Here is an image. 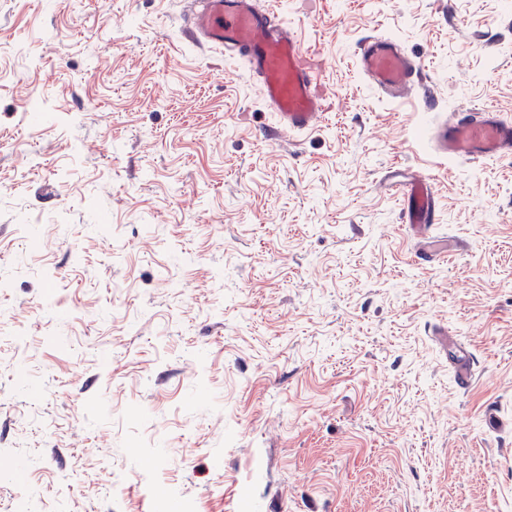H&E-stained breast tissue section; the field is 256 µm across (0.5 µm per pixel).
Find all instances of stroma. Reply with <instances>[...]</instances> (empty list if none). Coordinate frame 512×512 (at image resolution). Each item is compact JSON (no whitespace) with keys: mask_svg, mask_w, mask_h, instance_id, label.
Masks as SVG:
<instances>
[{"mask_svg":"<svg viewBox=\"0 0 512 512\" xmlns=\"http://www.w3.org/2000/svg\"><path fill=\"white\" fill-rule=\"evenodd\" d=\"M328 116L281 142L181 0H0V457L38 512H497L512 495V158L439 160L365 85L512 114L501 0H288ZM432 176L415 246L382 181ZM471 353L466 389L439 341ZM356 69L383 97L403 105L413 92L431 110L430 77L421 57L407 52L397 40L370 34L353 48ZM448 243L452 244L450 248H448L446 241L441 247H434L430 249L417 248L412 253V258L414 262L420 266L433 267L447 259L449 260L458 253V241L448 237Z\"/></svg>","mask_w":512,"mask_h":512,"instance_id":"1","label":"stroma"}]
</instances>
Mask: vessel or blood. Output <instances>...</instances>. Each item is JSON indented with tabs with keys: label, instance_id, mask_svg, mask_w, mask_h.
I'll return each instance as SVG.
<instances>
[{
	"label": "vessel or blood",
	"instance_id": "b4317fda",
	"mask_svg": "<svg viewBox=\"0 0 512 512\" xmlns=\"http://www.w3.org/2000/svg\"><path fill=\"white\" fill-rule=\"evenodd\" d=\"M184 37L200 47L219 49L241 59L269 112L273 134L301 136L315 130L328 107L321 64L312 48L282 22L275 8L258 0H188ZM355 66L383 97L405 103L418 94L431 105L430 77L421 57L397 40L370 34L353 48ZM432 152L443 159L480 162L512 156V115L491 106H471L440 116L429 131ZM400 202V220L415 236L438 223V192L432 177L411 174L388 181ZM458 246L418 248L414 262L431 267L454 257Z\"/></svg>",
	"mask_w": 512,
	"mask_h": 512
}]
</instances>
